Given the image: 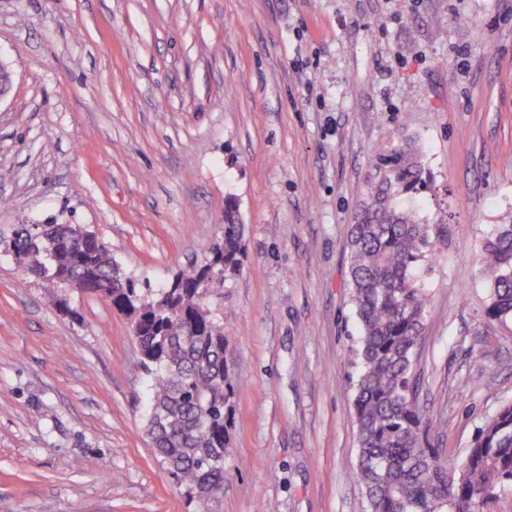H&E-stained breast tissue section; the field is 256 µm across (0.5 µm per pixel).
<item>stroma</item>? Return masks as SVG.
Segmentation results:
<instances>
[{"label":"stroma","mask_w":512,"mask_h":512,"mask_svg":"<svg viewBox=\"0 0 512 512\" xmlns=\"http://www.w3.org/2000/svg\"><path fill=\"white\" fill-rule=\"evenodd\" d=\"M0 233L79 224L158 290L222 234L235 385L209 512H367L347 241L373 161L416 139L445 244L415 274L425 447L458 463L512 403L478 262L512 220V0H0ZM126 317L0 250V512H198L145 434Z\"/></svg>","instance_id":"1"}]
</instances>
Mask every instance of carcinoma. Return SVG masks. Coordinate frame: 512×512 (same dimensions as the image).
<instances>
[{
	"instance_id": "carcinoma-1",
	"label": "carcinoma",
	"mask_w": 512,
	"mask_h": 512,
	"mask_svg": "<svg viewBox=\"0 0 512 512\" xmlns=\"http://www.w3.org/2000/svg\"><path fill=\"white\" fill-rule=\"evenodd\" d=\"M428 180L420 146L404 139L375 163L355 210L349 240L361 333L355 477L370 512H488L501 488L512 484V404L486 421L452 467L422 446L414 367L430 297L414 268L434 254L437 237L403 197L420 193ZM243 239L244 225L229 201L223 240L207 248L201 264L181 270L156 292L137 287L98 239L75 236L68 224H44L36 231L18 224L0 240L29 273L95 294L127 317L150 380L146 435L188 492L206 493L204 504L224 491L235 393L224 365V320L207 300L218 276L239 269ZM479 262L488 277L489 317L512 321V224L498 225Z\"/></svg>"
}]
</instances>
